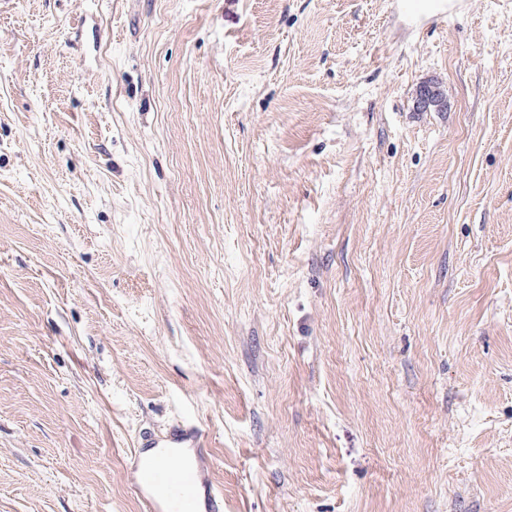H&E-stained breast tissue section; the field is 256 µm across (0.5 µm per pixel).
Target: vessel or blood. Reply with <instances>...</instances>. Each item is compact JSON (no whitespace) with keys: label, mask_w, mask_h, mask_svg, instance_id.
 <instances>
[{"label":"vessel or blood","mask_w":512,"mask_h":512,"mask_svg":"<svg viewBox=\"0 0 512 512\" xmlns=\"http://www.w3.org/2000/svg\"><path fill=\"white\" fill-rule=\"evenodd\" d=\"M204 447L192 424L137 439L126 470L141 512H224V495L202 462Z\"/></svg>","instance_id":"b4317fda"}]
</instances>
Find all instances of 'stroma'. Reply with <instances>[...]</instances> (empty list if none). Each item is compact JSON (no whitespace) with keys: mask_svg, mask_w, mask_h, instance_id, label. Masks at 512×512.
Masks as SVG:
<instances>
[{"mask_svg":"<svg viewBox=\"0 0 512 512\" xmlns=\"http://www.w3.org/2000/svg\"><path fill=\"white\" fill-rule=\"evenodd\" d=\"M181 423L224 512H512V0H0V512ZM416 108L421 112H428L432 108L440 110L443 99L437 88L430 84L421 85L416 93Z\"/></svg>","mask_w":512,"mask_h":512,"instance_id":"1","label":"stroma"}]
</instances>
